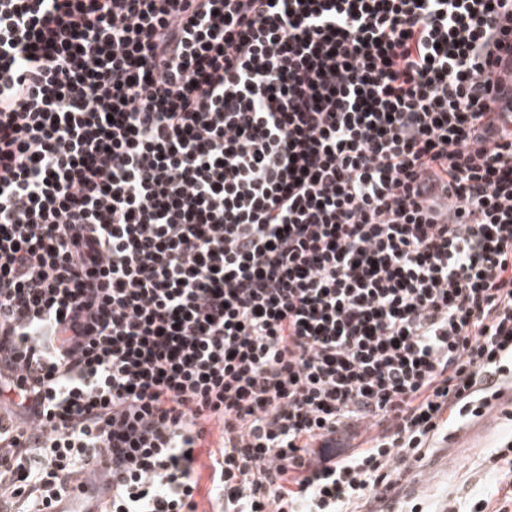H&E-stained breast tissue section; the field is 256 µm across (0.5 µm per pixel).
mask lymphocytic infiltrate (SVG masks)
I'll use <instances>...</instances> for the list:
<instances>
[{"label":"lymphocytic infiltrate","mask_w":512,"mask_h":512,"mask_svg":"<svg viewBox=\"0 0 512 512\" xmlns=\"http://www.w3.org/2000/svg\"><path fill=\"white\" fill-rule=\"evenodd\" d=\"M505 58L512 0H0V512H348L490 410Z\"/></svg>","instance_id":"1"}]
</instances>
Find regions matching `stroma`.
Masks as SVG:
<instances>
[{"instance_id": "35a3bbf8", "label": "stroma", "mask_w": 512, "mask_h": 512, "mask_svg": "<svg viewBox=\"0 0 512 512\" xmlns=\"http://www.w3.org/2000/svg\"><path fill=\"white\" fill-rule=\"evenodd\" d=\"M455 431L395 487L402 512H479L483 500L498 508L497 489L512 479V420L489 411L460 420Z\"/></svg>"}]
</instances>
